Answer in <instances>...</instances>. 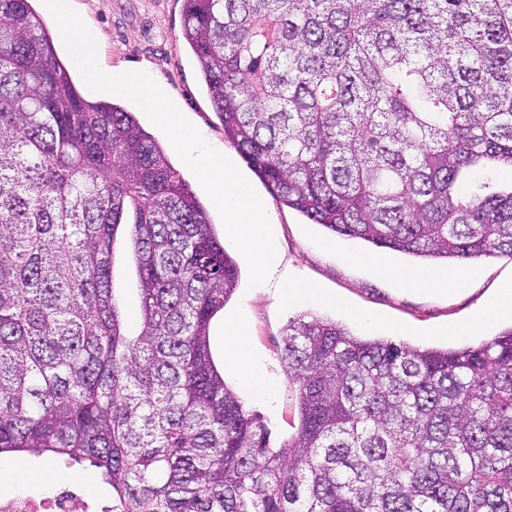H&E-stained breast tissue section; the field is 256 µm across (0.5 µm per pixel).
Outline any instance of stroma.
<instances>
[{
  "instance_id": "35a3bbf8",
  "label": "stroma",
  "mask_w": 512,
  "mask_h": 512,
  "mask_svg": "<svg viewBox=\"0 0 512 512\" xmlns=\"http://www.w3.org/2000/svg\"><path fill=\"white\" fill-rule=\"evenodd\" d=\"M73 7L87 27L100 33L105 68L149 66L184 116L206 139L232 150L233 145L225 139L224 127L204 91L199 65L181 37L182 0H73ZM238 168L265 208L276 217L274 240L279 263L266 283L253 287L249 284L245 258H238V286L223 311L214 318L210 341L225 382L238 388L237 375L225 359V333L231 322L248 323L253 358L276 389L268 399L245 391H241L240 398L270 430L272 447L287 442L298 425L296 391L280 360V346L288 320L300 315L301 310L281 299L282 280L317 282L329 293L346 300L350 308L370 311L386 321L405 325L401 341L422 348L476 346L512 327V321L504 319L473 336L448 337L440 333L449 323L468 320L488 302L501 279L512 277L511 255L475 262V275L464 291L445 295L409 292L380 278L368 267L347 261L341 254L345 247L359 254H372L375 246L333 234L299 212L277 204L246 162H239ZM112 287L126 332L136 335L141 317L140 283L133 250L124 231L119 232L114 248ZM78 482L100 502H111V491L95 470L68 464L59 457L19 453L11 465L0 468L2 496L21 489L42 492L57 484Z\"/></svg>"
}]
</instances>
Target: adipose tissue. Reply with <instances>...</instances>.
<instances>
[{
	"instance_id": "ef3b65f1",
	"label": "adipose tissue",
	"mask_w": 512,
	"mask_h": 512,
	"mask_svg": "<svg viewBox=\"0 0 512 512\" xmlns=\"http://www.w3.org/2000/svg\"><path fill=\"white\" fill-rule=\"evenodd\" d=\"M368 265L377 274L396 282L410 291L445 293L463 290L472 277L471 266L452 268H403L380 256L368 258ZM512 317V279L502 280L487 305L470 320L448 325L451 336H468L479 332L485 325L502 317ZM225 347L230 366L236 368L241 386L260 397H270L273 386L262 375L253 361L249 344V329L245 322L235 323L225 338Z\"/></svg>"
}]
</instances>
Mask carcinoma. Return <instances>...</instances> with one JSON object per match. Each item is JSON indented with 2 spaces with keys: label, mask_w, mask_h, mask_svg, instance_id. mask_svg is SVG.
<instances>
[{
  "label": "carcinoma",
  "mask_w": 512,
  "mask_h": 512,
  "mask_svg": "<svg viewBox=\"0 0 512 512\" xmlns=\"http://www.w3.org/2000/svg\"><path fill=\"white\" fill-rule=\"evenodd\" d=\"M183 7L224 136L276 201L416 258L512 255V0ZM238 278L135 113L84 98L31 0H0V459L87 464L118 512H512V327L453 350L290 319L298 426L275 450L210 348ZM128 228L119 230L114 248L112 267V288L118 301L125 329L128 335L138 333L141 317V295L139 276L128 242Z\"/></svg>",
  "instance_id": "1"
}]
</instances>
